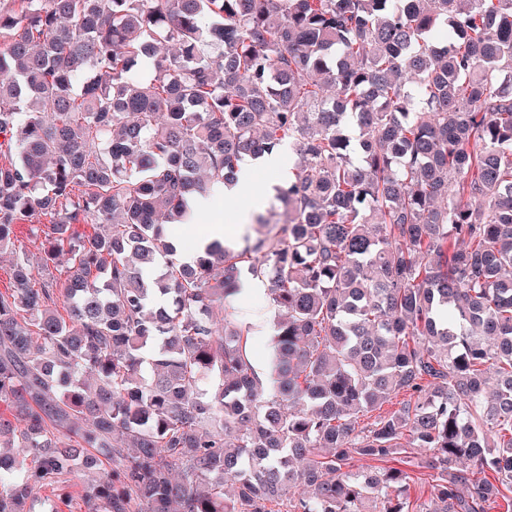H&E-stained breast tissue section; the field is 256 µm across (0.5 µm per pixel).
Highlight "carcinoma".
Segmentation results:
<instances>
[{
    "label": "carcinoma",
    "instance_id": "carcinoma-1",
    "mask_svg": "<svg viewBox=\"0 0 512 512\" xmlns=\"http://www.w3.org/2000/svg\"><path fill=\"white\" fill-rule=\"evenodd\" d=\"M504 78L512 0H0V512L74 471L87 512H415L350 470L415 448L428 512H512ZM284 149V219L180 261L162 226ZM240 305L243 308L244 313L248 314V319L253 320L260 315H266L268 323L273 325L274 320L278 316L277 308L272 304L265 295L262 297L247 294L240 301ZM270 313V314H269ZM271 332L267 335H258L251 340V351L256 371L260 378L265 379L267 376L266 368L259 361H266L271 365L272 348H271Z\"/></svg>",
    "mask_w": 512,
    "mask_h": 512
}]
</instances>
